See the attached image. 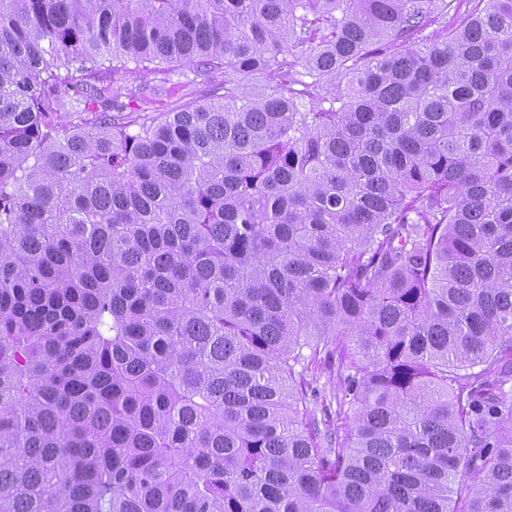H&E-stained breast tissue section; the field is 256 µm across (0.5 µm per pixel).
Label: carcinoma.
<instances>
[{"mask_svg":"<svg viewBox=\"0 0 512 512\" xmlns=\"http://www.w3.org/2000/svg\"><path fill=\"white\" fill-rule=\"evenodd\" d=\"M509 384L512 0H0V512H512ZM161 94L152 99V105L149 110L152 112H166L167 110L178 107L192 99L208 97L214 88V82L204 83L201 78L197 79L195 84L189 87H182L181 84H165ZM192 93V95H187Z\"/></svg>","mask_w":512,"mask_h":512,"instance_id":"cac0c4a2","label":"carcinoma"}]
</instances>
